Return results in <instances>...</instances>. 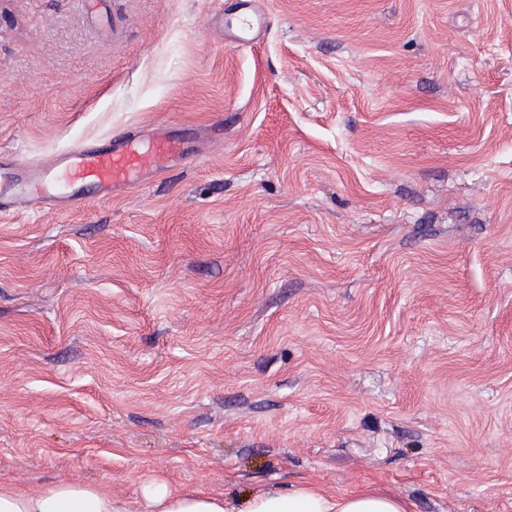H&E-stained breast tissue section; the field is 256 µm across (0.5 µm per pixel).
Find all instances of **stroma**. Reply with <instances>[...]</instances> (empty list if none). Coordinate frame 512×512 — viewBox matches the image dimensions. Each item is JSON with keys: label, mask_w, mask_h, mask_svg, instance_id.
Wrapping results in <instances>:
<instances>
[{"label": "stroma", "mask_w": 512, "mask_h": 512, "mask_svg": "<svg viewBox=\"0 0 512 512\" xmlns=\"http://www.w3.org/2000/svg\"><path fill=\"white\" fill-rule=\"evenodd\" d=\"M0 487L512 512V0H0ZM178 150V142L163 131L157 132L151 140L128 132L106 148L73 147L58 167L40 169L39 175L29 181L16 182L0 172V196L7 193L11 199L42 203L57 188L72 183L93 185L108 194L117 187L140 185L163 154ZM143 494L149 512H411L408 501L372 486L329 495L308 482L287 489H262L240 502H231L222 493L174 489L165 481L153 480Z\"/></svg>", "instance_id": "1"}]
</instances>
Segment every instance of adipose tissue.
Returning a JSON list of instances; mask_svg holds the SVG:
<instances>
[{"mask_svg": "<svg viewBox=\"0 0 512 512\" xmlns=\"http://www.w3.org/2000/svg\"><path fill=\"white\" fill-rule=\"evenodd\" d=\"M150 512H410L405 499L372 486L330 495L308 482L266 488L238 502L154 480L143 490ZM0 512H129L101 485L54 483L37 491L0 488Z\"/></svg>", "mask_w": 512, "mask_h": 512, "instance_id": "adipose-tissue-1", "label": "adipose tissue"}]
</instances>
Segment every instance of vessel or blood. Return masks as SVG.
I'll list each match as a JSON object with an SVG mask.
<instances>
[{
  "instance_id": "obj_1",
  "label": "vessel or blood",
  "mask_w": 512,
  "mask_h": 512,
  "mask_svg": "<svg viewBox=\"0 0 512 512\" xmlns=\"http://www.w3.org/2000/svg\"><path fill=\"white\" fill-rule=\"evenodd\" d=\"M178 149V142L162 131L148 140L130 132L109 147L96 150L76 146L58 167L40 171L35 179L17 182L0 173V196L41 203L57 188L72 183L89 184L108 194L118 187L140 185L163 154Z\"/></svg>"
}]
</instances>
